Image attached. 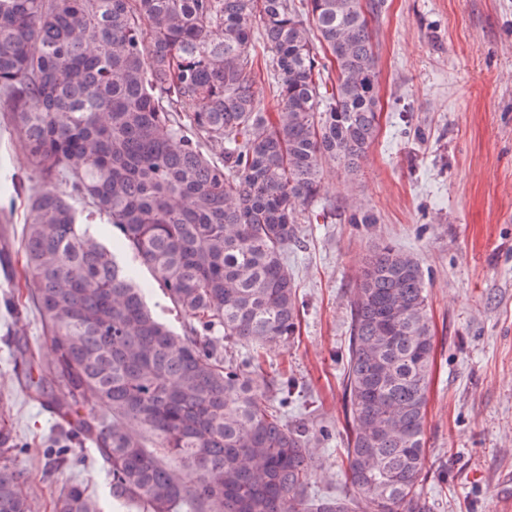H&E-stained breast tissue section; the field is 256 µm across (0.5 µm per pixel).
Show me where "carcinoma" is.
Returning <instances> with one entry per match:
<instances>
[{
  "label": "carcinoma",
  "mask_w": 512,
  "mask_h": 512,
  "mask_svg": "<svg viewBox=\"0 0 512 512\" xmlns=\"http://www.w3.org/2000/svg\"><path fill=\"white\" fill-rule=\"evenodd\" d=\"M383 0H0V111L38 186L3 305L38 312L49 364L16 345L21 391L59 419L39 449L54 512H102L67 475L76 448L107 465L137 512H431L428 390L435 359L420 260L373 246L350 299L342 378L347 490L317 496L310 432L264 350L299 334L288 271L299 225L327 223L323 162L357 174L380 126L372 40ZM319 42L324 56L315 52ZM267 50L275 112L260 98ZM76 195L117 233L80 223ZM130 251L185 318L161 321ZM249 342L238 359L224 344ZM0 413V512H36Z\"/></svg>",
  "instance_id": "carcinoma-1"
}]
</instances>
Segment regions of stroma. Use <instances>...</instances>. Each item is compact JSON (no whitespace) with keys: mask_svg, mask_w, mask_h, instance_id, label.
<instances>
[{"mask_svg":"<svg viewBox=\"0 0 512 512\" xmlns=\"http://www.w3.org/2000/svg\"><path fill=\"white\" fill-rule=\"evenodd\" d=\"M381 129L355 177L325 162V224L301 227L288 251L300 332L268 349L266 366L295 383L288 417L307 423L321 495L346 487L340 378L353 289L364 255L388 243L413 253L428 282L436 359L429 387L425 489L433 512H512V0H386L373 19ZM29 175L0 115V211L20 232L26 200L6 174ZM373 224H352V209ZM39 318L0 306V393L31 449L15 462L52 512L37 450L57 420L19 392L17 339L40 341Z\"/></svg>","mask_w":512,"mask_h":512,"instance_id":"stroma-1","label":"stroma"}]
</instances>
